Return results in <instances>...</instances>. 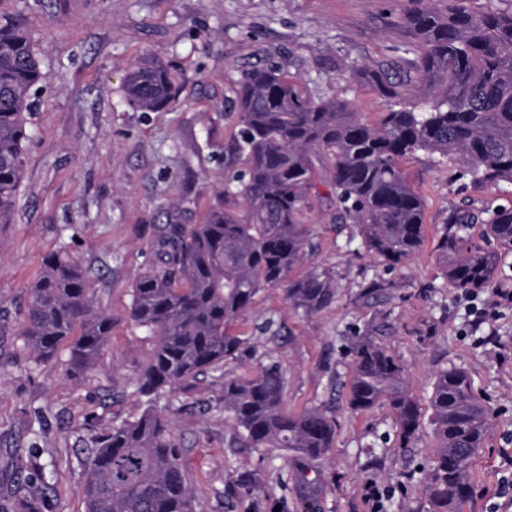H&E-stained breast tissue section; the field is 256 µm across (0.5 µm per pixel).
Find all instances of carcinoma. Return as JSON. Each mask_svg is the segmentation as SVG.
Here are the masks:
<instances>
[{
    "mask_svg": "<svg viewBox=\"0 0 512 512\" xmlns=\"http://www.w3.org/2000/svg\"><path fill=\"white\" fill-rule=\"evenodd\" d=\"M424 1L401 17L418 44L413 69L430 97L424 109L405 106L404 81L381 73L370 81L390 105L375 123L337 97L306 98L274 64L253 69L241 82L234 150L246 168L225 183L224 195L241 199L243 213L219 208L198 224L158 226L153 260L135 277L129 307L151 347L136 380L144 408L103 431L86 419L77 425L90 442L81 486L85 512H198L171 414L186 409L178 394L217 371L224 379V418L236 442L297 457L305 463L291 476L299 495L307 501L320 492L323 472L310 465L332 448L336 420L318 408L289 410L286 377L275 361L248 375L224 372L247 343L233 327L261 291L282 288L288 305L305 316L336 299L329 270L293 275L307 256L303 211L315 158L330 162L343 222L361 226L360 247L389 269L410 260L426 239V200L401 168L404 157L419 151L454 157L475 192L512 185V8L468 11L458 0H418ZM46 79L23 24L1 15L0 231L14 223L31 97ZM123 91L141 112H163L176 95L169 67L149 57L130 66ZM476 219L472 212L452 211L437 230L448 284L467 291L491 287L500 276V253L512 251V203L482 220L487 248L469 237ZM29 294L21 336L35 358L53 359L68 340L67 374L96 370L112 336V317L94 308L77 259L63 249L47 254ZM349 352L350 410L387 407L398 448L413 447L429 428L432 512H458L475 493L469 469L493 408L466 371L450 367L434 375L427 415L409 390L404 366L376 337H353Z\"/></svg>",
    "mask_w": 512,
    "mask_h": 512,
    "instance_id": "1",
    "label": "carcinoma"
}]
</instances>
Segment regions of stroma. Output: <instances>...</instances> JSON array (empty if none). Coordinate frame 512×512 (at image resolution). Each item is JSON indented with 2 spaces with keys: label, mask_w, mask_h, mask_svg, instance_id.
<instances>
[{
  "label": "stroma",
  "mask_w": 512,
  "mask_h": 512,
  "mask_svg": "<svg viewBox=\"0 0 512 512\" xmlns=\"http://www.w3.org/2000/svg\"><path fill=\"white\" fill-rule=\"evenodd\" d=\"M414 0H0V14L28 30L47 81L33 97L30 138L14 224L0 231V512H84V455L75 430L86 414L100 428L137 417L143 400L136 378L150 357L129 318L135 276L151 261L159 225L199 223L224 204V184L243 163L231 147L238 119L231 108L251 65L271 61L306 96L339 97L367 120L388 102L364 81H348L354 65L409 72L406 106L423 108L413 73L411 31L397 22ZM148 55L171 69L179 94L163 112L130 107L122 84L130 64ZM401 166L427 202L426 241L409 263L387 271L348 247L359 236L342 223L329 198L331 166L316 164L304 210L311 233L308 265L336 278L335 302L312 316L297 314L280 290L262 291L242 325L256 355L228 364L248 373L256 359L286 373L293 411L317 407L335 418L336 439L321 462L325 481L314 512H371L368 481L386 490L384 512H430L424 473L433 441L383 444L393 435L386 409L355 414L345 382L352 336L372 331L404 365L410 389L426 399L434 372L464 369L496 411L484 448L474 456V497L460 512H512V303L493 290L466 297L441 274L437 230L450 210L475 213L512 201V185L473 191L453 161L424 152ZM68 247L89 277L95 306L111 315L112 336L96 372L70 377L67 347L36 362L21 336L29 284L43 257ZM388 281L374 303L357 300L361 286ZM495 317L474 327L473 307ZM273 330H266V322ZM187 410L174 416L201 512H296L291 474L298 462L282 451L271 461L238 446L224 419V384L200 378L181 393ZM53 462L49 488L33 481ZM27 478L20 496L10 493Z\"/></svg>",
  "instance_id": "1"
}]
</instances>
